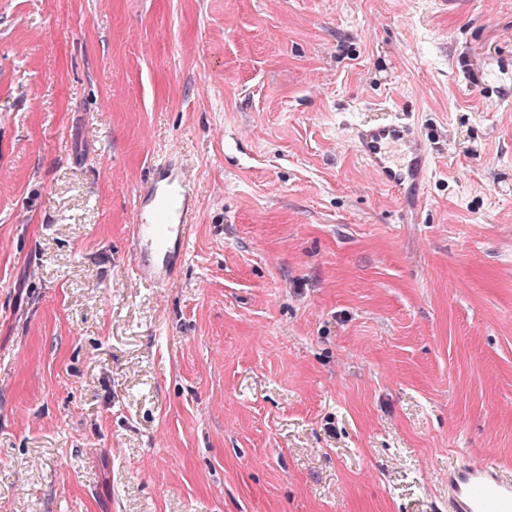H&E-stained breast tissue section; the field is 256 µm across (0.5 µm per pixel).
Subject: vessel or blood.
<instances>
[{
    "mask_svg": "<svg viewBox=\"0 0 512 512\" xmlns=\"http://www.w3.org/2000/svg\"><path fill=\"white\" fill-rule=\"evenodd\" d=\"M353 147L379 184L404 200L422 201L431 155L412 123L392 118L360 125ZM193 222L192 188L181 165L160 163L139 191L131 233L135 273L160 283L173 279L185 261ZM448 512H512V475L489 460L457 462L448 469Z\"/></svg>",
    "mask_w": 512,
    "mask_h": 512,
    "instance_id": "1",
    "label": "vessel or blood"
}]
</instances>
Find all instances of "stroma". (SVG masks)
I'll list each match as a JSON object with an SVG mask.
<instances>
[{
  "label": "stroma",
  "instance_id": "obj_1",
  "mask_svg": "<svg viewBox=\"0 0 512 512\" xmlns=\"http://www.w3.org/2000/svg\"><path fill=\"white\" fill-rule=\"evenodd\" d=\"M397 116L419 209L351 143ZM488 448L512 473V0H0V512H447ZM156 171L139 191L131 245L135 273L166 283L185 261L194 205L190 182L180 164L170 159L157 165Z\"/></svg>",
  "mask_w": 512,
  "mask_h": 512
}]
</instances>
